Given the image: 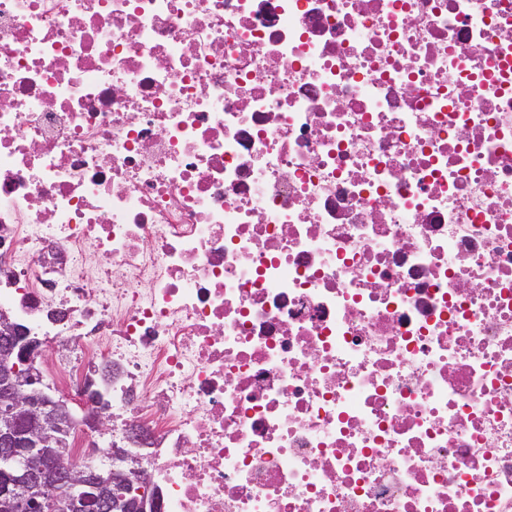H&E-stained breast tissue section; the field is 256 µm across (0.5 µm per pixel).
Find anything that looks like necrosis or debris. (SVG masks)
<instances>
[{"mask_svg":"<svg viewBox=\"0 0 512 512\" xmlns=\"http://www.w3.org/2000/svg\"><path fill=\"white\" fill-rule=\"evenodd\" d=\"M160 512H512V0H0V315Z\"/></svg>","mask_w":512,"mask_h":512,"instance_id":"1","label":"necrosis or debris"}]
</instances>
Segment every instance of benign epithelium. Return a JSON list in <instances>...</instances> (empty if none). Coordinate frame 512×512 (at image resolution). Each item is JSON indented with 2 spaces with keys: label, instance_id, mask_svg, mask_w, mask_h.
Returning <instances> with one entry per match:
<instances>
[{
  "label": "benign epithelium",
  "instance_id": "1",
  "mask_svg": "<svg viewBox=\"0 0 512 512\" xmlns=\"http://www.w3.org/2000/svg\"><path fill=\"white\" fill-rule=\"evenodd\" d=\"M43 353V340L0 318V512H112L115 491L133 488L126 512L157 509L158 497L144 495L149 480L140 459L126 449L71 471L67 438L78 420L36 369ZM88 405L91 424L104 429L109 413L96 394Z\"/></svg>",
  "mask_w": 512,
  "mask_h": 512
}]
</instances>
